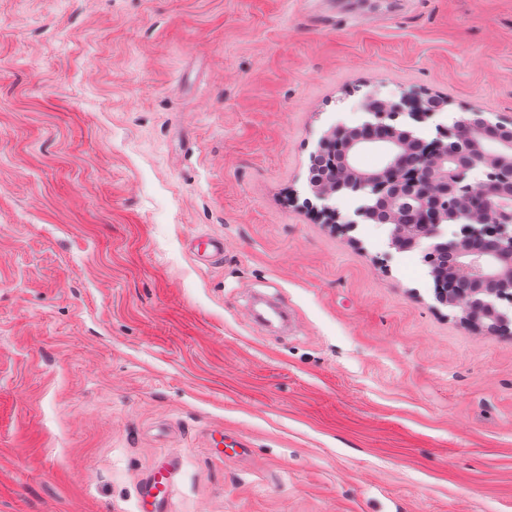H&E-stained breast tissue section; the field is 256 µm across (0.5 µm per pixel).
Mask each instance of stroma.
Returning a JSON list of instances; mask_svg holds the SVG:
<instances>
[{
	"label": "stroma",
	"instance_id": "stroma-1",
	"mask_svg": "<svg viewBox=\"0 0 512 512\" xmlns=\"http://www.w3.org/2000/svg\"><path fill=\"white\" fill-rule=\"evenodd\" d=\"M373 89L511 118L512 0H0V512H512V335L306 205ZM190 247L198 259L204 262L224 254V240L220 238L196 236L191 239ZM175 474L168 467L156 468L143 482L140 498L138 499V512H147V506L162 504L164 512H174L171 506V496L175 484Z\"/></svg>",
	"mask_w": 512,
	"mask_h": 512
}]
</instances>
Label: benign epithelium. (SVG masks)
<instances>
[{
	"instance_id": "1",
	"label": "benign epithelium",
	"mask_w": 512,
	"mask_h": 512,
	"mask_svg": "<svg viewBox=\"0 0 512 512\" xmlns=\"http://www.w3.org/2000/svg\"><path fill=\"white\" fill-rule=\"evenodd\" d=\"M359 111L365 114L361 124H338L332 135L318 142V147L334 149L340 156L334 171L336 191L355 193L367 205L377 199L385 202L393 219L389 249H418L430 264L439 254L452 253L450 273L431 272L438 303L455 307L468 294L469 284L494 282L495 304L464 307L461 321L490 332L512 331V321L505 315L512 310V195L502 187L512 178V137L501 135L512 131V119L491 122L475 110L453 129L438 123L434 138L416 141L411 134L390 128L388 121L405 112L418 122L434 118L429 94L383 96L374 90L364 95ZM463 150L475 151L467 167L456 161ZM366 151L383 155L379 170L368 172L358 166ZM441 195L448 197L446 212L436 203ZM316 197L323 202L322 215L349 229H355L364 214L358 209L352 217L342 214L330 204L331 191L326 188L316 189ZM406 199L420 214L417 224L399 220Z\"/></svg>"
}]
</instances>
